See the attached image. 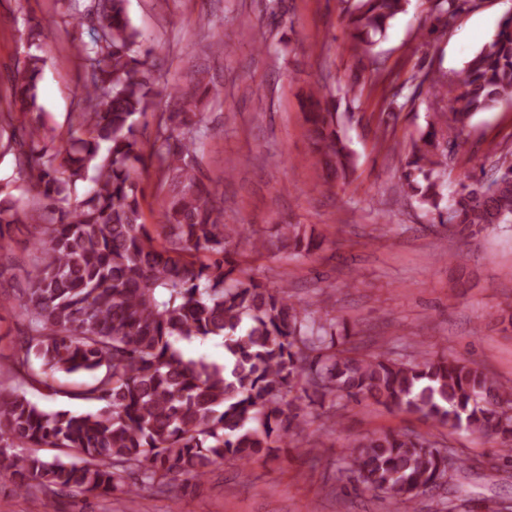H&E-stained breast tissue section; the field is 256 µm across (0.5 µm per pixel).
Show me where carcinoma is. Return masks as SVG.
<instances>
[{
    "label": "carcinoma",
    "mask_w": 512,
    "mask_h": 512,
    "mask_svg": "<svg viewBox=\"0 0 512 512\" xmlns=\"http://www.w3.org/2000/svg\"><path fill=\"white\" fill-rule=\"evenodd\" d=\"M61 2L73 29L91 14L100 22L90 41L72 40L83 77L67 137L55 140L44 120L41 45L30 42L35 51L0 99V129H10L0 154L12 156L19 191L0 190V291L10 287L11 268L1 240L15 224L32 239L31 277L17 295L24 329L11 353H0V477L17 493L163 492L180 478L202 479L217 462L297 448L309 425L340 428L347 407L365 401L463 428L500 444L494 457L511 460V384L464 359L367 351L347 322L294 299L287 280L266 288L249 273L267 242L238 248L240 226L220 220L216 192L196 173L205 130L195 93L167 89L171 104L149 128L144 118L159 108L161 91L127 0ZM342 2L359 63L385 84L373 47L410 0ZM475 2L429 0L430 32L448 31ZM407 82L414 91L400 107L415 105L425 85L433 104L427 132L407 154L406 196L434 224L455 220L460 234L511 224L512 162L499 158L492 183L475 178L449 198L443 144L448 122L512 102V13L460 70L423 58ZM459 98L463 107L448 115ZM307 120L330 180L347 178L355 162L335 102ZM154 164L169 192L150 226L143 178ZM28 196L37 200L30 209ZM276 242L300 255L321 245L298 224L280 225ZM198 338L221 341L224 364L184 356L180 344ZM57 373L89 377L70 395L98 409L48 412L26 397L27 387L56 394ZM480 467L413 430L358 434L336 461L354 493L393 505L431 494L436 512H458L453 480Z\"/></svg>",
    "instance_id": "1"
}]
</instances>
